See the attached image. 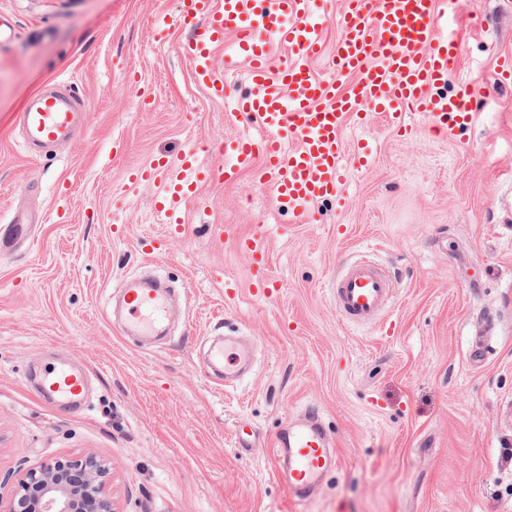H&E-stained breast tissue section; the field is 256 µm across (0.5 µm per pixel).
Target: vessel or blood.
<instances>
[{
    "instance_id": "obj_1",
    "label": "vessel or blood",
    "mask_w": 512,
    "mask_h": 512,
    "mask_svg": "<svg viewBox=\"0 0 512 512\" xmlns=\"http://www.w3.org/2000/svg\"><path fill=\"white\" fill-rule=\"evenodd\" d=\"M458 4L342 0L336 15L341 37L329 54L312 17L313 0H179L176 14L156 16L155 31L181 33L177 50L192 64L194 83L211 97L230 98L232 117L249 119L260 133L225 143L224 153L233 159L225 168L204 164L198 149L191 148L131 169L127 179L159 184L155 207L166 223L177 226L200 184L219 176L229 183L256 166L262 183L292 205L296 223H310L318 202L340 205L345 200L348 126L365 128L380 117L394 133L411 135L415 129L407 119L416 112L437 131L472 122L466 103L481 99L485 86L471 84L450 96L439 91L463 50L453 28ZM228 36L234 44L226 68L245 62L250 84L248 93L233 98L227 95L223 70L211 64ZM278 46L288 49L280 65L273 62ZM322 57L330 71L326 77L315 72L314 62ZM350 76L355 84L344 86ZM74 107V100L61 93L37 95L20 116L28 144L49 148L64 141L76 123ZM397 286L391 268L361 257L340 268L330 294L339 318L363 328L375 325L392 306ZM123 299L130 333L153 336L163 329L168 303L162 289L130 286ZM210 357L223 367L228 388L254 363L249 347L233 336L213 344ZM39 385L50 398L76 404L86 379L79 370L62 366L43 371ZM338 464L335 440L313 406L286 421L274 437L273 474L294 504L310 502Z\"/></svg>"
}]
</instances>
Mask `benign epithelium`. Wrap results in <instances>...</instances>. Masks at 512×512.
Here are the masks:
<instances>
[{
    "label": "benign epithelium",
    "instance_id": "7a95c632",
    "mask_svg": "<svg viewBox=\"0 0 512 512\" xmlns=\"http://www.w3.org/2000/svg\"><path fill=\"white\" fill-rule=\"evenodd\" d=\"M106 474L93 456L45 462L20 480L5 512H114Z\"/></svg>",
    "mask_w": 512,
    "mask_h": 512
}]
</instances>
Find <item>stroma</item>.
I'll use <instances>...</instances> for the list:
<instances>
[{
    "mask_svg": "<svg viewBox=\"0 0 512 512\" xmlns=\"http://www.w3.org/2000/svg\"><path fill=\"white\" fill-rule=\"evenodd\" d=\"M460 0L464 40L447 91L481 81L470 124L442 138L367 131L374 164L350 171L347 206L298 224L242 172L204 183L179 235L153 206L157 186L129 169L194 146L213 166L225 141L254 134L191 80L179 34L152 20L178 0H0V226L27 235L0 250V498L49 458L96 456L116 512H512V13ZM62 85L82 130L31 157L15 124ZM255 237L270 295L252 288ZM364 256L399 276L379 328L336 314L329 283ZM170 279L171 332L153 347L124 334L111 300L128 279ZM238 293L224 300V282ZM494 328L484 363L469 351ZM234 327L256 349L252 376L212 377L203 349ZM62 361L91 381L87 406L45 400L28 374ZM320 408L339 466L304 508L271 476V442L306 405ZM247 422L248 452L234 443Z\"/></svg>",
    "mask_w": 512,
    "mask_h": 512,
    "instance_id": "obj_1",
    "label": "stroma"
}]
</instances>
